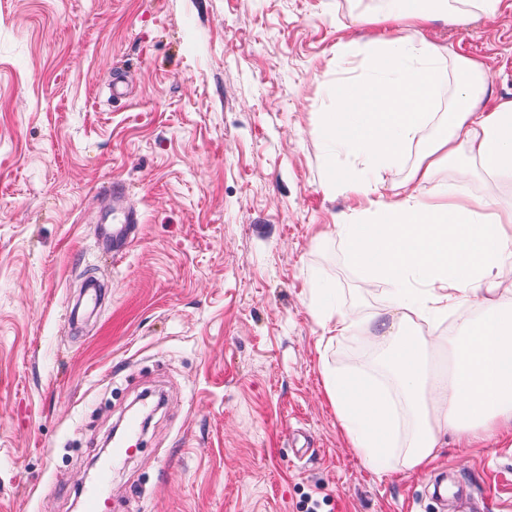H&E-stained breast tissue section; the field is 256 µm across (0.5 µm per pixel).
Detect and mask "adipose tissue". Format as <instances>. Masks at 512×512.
Wrapping results in <instances>:
<instances>
[{
  "label": "adipose tissue",
  "instance_id": "adipose-tissue-1",
  "mask_svg": "<svg viewBox=\"0 0 512 512\" xmlns=\"http://www.w3.org/2000/svg\"><path fill=\"white\" fill-rule=\"evenodd\" d=\"M364 66L371 81L336 89L323 133L358 161L356 176L332 189L357 201V223L337 225L363 285L390 284L386 310L360 323L329 295L314 305L333 338L369 335L388 348L387 374L323 365V383L351 447L373 472L391 448L419 469L449 437L468 442L512 430V197L492 198L436 184L442 165L476 163L484 178L512 186V101L478 104L490 83L483 62L449 57L420 34L440 16L493 17L502 0H382ZM448 88L445 129L430 140L405 190L389 196L367 170L396 161L436 118L439 86ZM428 193H421L424 184ZM461 315L449 341L423 334L416 320Z\"/></svg>",
  "mask_w": 512,
  "mask_h": 512
}]
</instances>
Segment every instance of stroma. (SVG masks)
I'll use <instances>...</instances> for the list:
<instances>
[{"label": "stroma", "instance_id": "obj_1", "mask_svg": "<svg viewBox=\"0 0 512 512\" xmlns=\"http://www.w3.org/2000/svg\"><path fill=\"white\" fill-rule=\"evenodd\" d=\"M377 0H0V512H80L112 425L165 404L112 473V512H492L512 502V433L374 475L327 400L311 291L357 317L333 225L349 150L319 132L364 77ZM429 39L480 59L512 100V0ZM348 44L340 52L338 44ZM125 92L113 97L114 78ZM128 187L126 206L104 197ZM135 210L125 255L96 230ZM108 288L78 326L84 279Z\"/></svg>", "mask_w": 512, "mask_h": 512}]
</instances>
